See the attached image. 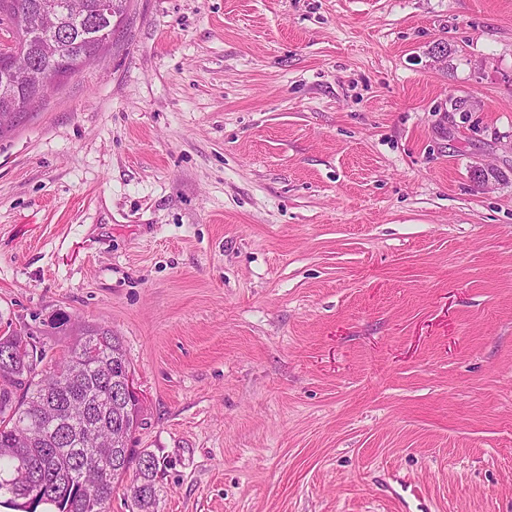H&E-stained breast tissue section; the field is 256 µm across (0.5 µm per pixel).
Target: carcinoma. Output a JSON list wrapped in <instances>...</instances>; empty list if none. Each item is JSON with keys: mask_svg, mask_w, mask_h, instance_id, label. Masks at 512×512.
I'll return each instance as SVG.
<instances>
[{"mask_svg": "<svg viewBox=\"0 0 512 512\" xmlns=\"http://www.w3.org/2000/svg\"><path fill=\"white\" fill-rule=\"evenodd\" d=\"M37 0H0V10L10 14L14 54L0 56V64L10 61L37 64L54 71L57 80L72 76L100 53L94 31H104L103 42L114 33L112 21L102 19L93 30L87 21L98 17L100 0H85L86 20L69 18L65 42L55 56L42 52L41 41L27 36L16 23ZM18 97L23 111L39 106L46 88L34 82L21 88ZM25 350L16 357L8 349ZM47 358L46 343L28 330L10 329L0 336V495L26 500V512H36L42 503H51L56 512H106L118 475L112 464L93 467L92 449L108 447L115 425L112 410L94 407L104 393H112L114 378L130 362L112 329L87 325L80 337L56 359L52 368L40 374L37 368ZM83 370L67 382L59 373L74 364ZM119 455L128 467H136V484L131 486V508L148 512L155 502V478L159 461L151 453L125 447Z\"/></svg>", "mask_w": 512, "mask_h": 512, "instance_id": "carcinoma-1", "label": "carcinoma"}]
</instances>
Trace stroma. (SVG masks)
<instances>
[{
	"label": "stroma",
	"mask_w": 512,
	"mask_h": 512,
	"mask_svg": "<svg viewBox=\"0 0 512 512\" xmlns=\"http://www.w3.org/2000/svg\"><path fill=\"white\" fill-rule=\"evenodd\" d=\"M58 312L154 512H512V0H131L0 141V320ZM127 442L128 436L121 430L114 440V450L122 448L119 455L124 456L129 469L133 467V464L136 466V484L130 488L132 511L134 512V508H136L139 512H147L155 502V478L159 470V461L151 453H136L134 448H129V446L123 448Z\"/></svg>",
	"instance_id": "obj_1"
}]
</instances>
